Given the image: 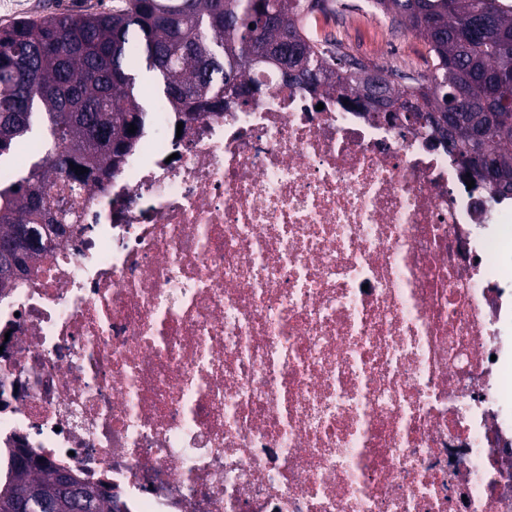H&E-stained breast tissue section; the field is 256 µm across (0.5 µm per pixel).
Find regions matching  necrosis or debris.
Instances as JSON below:
<instances>
[{"label":"necrosis or debris","mask_w":512,"mask_h":512,"mask_svg":"<svg viewBox=\"0 0 512 512\" xmlns=\"http://www.w3.org/2000/svg\"><path fill=\"white\" fill-rule=\"evenodd\" d=\"M145 133L0 297V444L138 512H512V200L260 74Z\"/></svg>","instance_id":"4bbe7bcc"}]
</instances>
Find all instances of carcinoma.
<instances>
[{
	"label": "carcinoma",
	"mask_w": 512,
	"mask_h": 512,
	"mask_svg": "<svg viewBox=\"0 0 512 512\" xmlns=\"http://www.w3.org/2000/svg\"><path fill=\"white\" fill-rule=\"evenodd\" d=\"M397 27L422 40L427 69L399 85L384 75L382 94L369 95V66L301 27L308 5L327 0H122L101 12L19 18L0 28V168L25 141L37 146L30 167L0 182V293L23 279L44 250V200L50 185L99 184L120 169L148 128L152 105L139 95L153 76L175 122L251 100L259 89L254 58L280 50L297 72L285 87L375 114L392 107L405 119L441 133L461 168L494 181L497 199L512 198V6L502 0H372ZM492 15L477 39L468 21ZM137 126L128 132L130 125ZM86 173L79 174V168ZM25 448H0V500L24 512H53L49 489L68 477L81 487L76 512H118L68 472L34 470Z\"/></svg>",
	"instance_id": "obj_1"
}]
</instances>
